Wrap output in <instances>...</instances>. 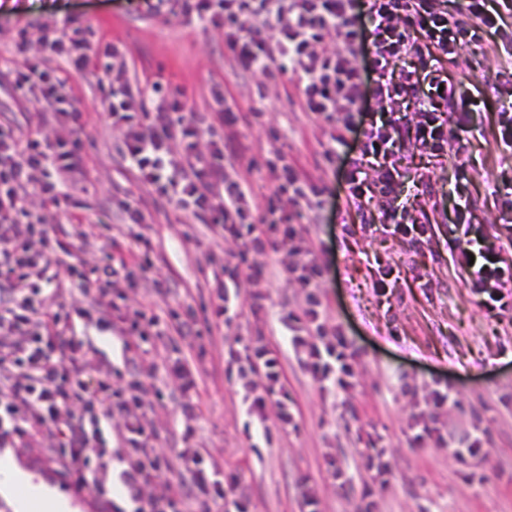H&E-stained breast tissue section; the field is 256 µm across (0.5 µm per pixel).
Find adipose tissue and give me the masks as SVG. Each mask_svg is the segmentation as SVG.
Instances as JSON below:
<instances>
[{
	"instance_id": "ef3b65f1",
	"label": "adipose tissue",
	"mask_w": 512,
	"mask_h": 512,
	"mask_svg": "<svg viewBox=\"0 0 512 512\" xmlns=\"http://www.w3.org/2000/svg\"><path fill=\"white\" fill-rule=\"evenodd\" d=\"M0 498L13 512H79L68 497L47 483L34 480L5 456L0 458Z\"/></svg>"
}]
</instances>
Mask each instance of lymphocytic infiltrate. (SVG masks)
I'll use <instances>...</instances> for the list:
<instances>
[{
  "instance_id": "lymphocytic-infiltrate-1",
  "label": "lymphocytic infiltrate",
  "mask_w": 512,
  "mask_h": 512,
  "mask_svg": "<svg viewBox=\"0 0 512 512\" xmlns=\"http://www.w3.org/2000/svg\"><path fill=\"white\" fill-rule=\"evenodd\" d=\"M147 8L157 18L176 14L223 28L236 79L298 75L303 82L298 105L324 131L321 157L343 171L348 208L369 232L414 242L424 237L426 224L398 219L394 202L400 173L390 158L409 138L435 154H447L450 119L462 122L467 115L456 112L461 93L439 69L420 77L398 71L397 65L411 57L455 61L465 43L498 29L500 14L488 0H148ZM458 12L469 17V24L455 20ZM245 17L252 19L251 27H242ZM91 34L88 27L72 28L50 42L49 56L41 60L28 57L25 32L0 42L10 55L0 59V73L14 91L38 105L25 122L30 133H22L16 120H0V447L42 449L48 469L101 497L107 465L96 451L107 444L103 424L116 418L126 448L117 477L137 503L136 512H222L229 505L234 512H249L250 498L238 477L213 479L214 463L194 439L192 424L202 415V402L192 373L178 361L168 371L187 398L178 404L180 447L160 448V434L146 417L164 406L169 392L156 387L144 399L125 391L123 376L145 371V363L129 359L119 368L99 358L78 334L74 308L64 300L66 293L79 290L97 314L98 331L146 341L159 323L152 304L122 308L115 301L117 290L129 283L128 269L134 266L151 280L154 295L169 292L157 259L131 244L106 238L92 264L77 254L78 243L99 227L69 208L71 192L87 170L80 136L85 118L73 105L68 74L87 67L108 75L128 69L117 47L92 42ZM331 37L335 50L323 51ZM358 57L363 67L355 66ZM368 79L377 110L364 121L358 108ZM99 92L111 128L120 132L115 163L188 219L242 242V250L224 266L229 281H237L244 268L276 278L273 255L305 252L306 262L292 271L300 290L296 305L282 309L268 337L252 346L236 374L249 415L262 416L272 399L279 408V429L298 428L302 415L288 388L287 359H295L313 382L340 391L350 388L353 376L354 354L322 300L320 284L328 269L323 249L309 237L320 224L322 188L297 164L278 167L246 159L243 130L260 111L255 104H239L224 83L209 88L216 111L193 118L184 110L183 91L159 81L103 84ZM43 126L54 128L55 144L41 136ZM350 132L358 136L354 154L344 150ZM175 140L181 146L177 154L170 149ZM266 181L274 194L294 202V210L281 213L271 204L248 201L251 186ZM497 182L504 190L498 231L474 233L462 204L449 228L461 246L460 262L469 268L473 292L495 302L512 288V266L500 263L501 251L512 248V172L502 171ZM35 192L64 214L71 226L65 237L52 235L33 210ZM430 440L448 445L461 464L482 448L475 427L462 424L444 434L427 421L416 422L411 447ZM383 455L375 441H367L362 465L372 477L363 486L359 512H381L375 489L388 483ZM168 473L173 476L169 482L164 479Z\"/></svg>"
}]
</instances>
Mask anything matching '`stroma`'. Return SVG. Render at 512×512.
<instances>
[{
    "label": "stroma",
    "mask_w": 512,
    "mask_h": 512,
    "mask_svg": "<svg viewBox=\"0 0 512 512\" xmlns=\"http://www.w3.org/2000/svg\"><path fill=\"white\" fill-rule=\"evenodd\" d=\"M77 24L93 25L96 36L120 48L131 62L128 79L186 89L188 111H205L208 88L220 79L241 103L263 97L266 110L247 132L258 160L312 167L319 155L323 131L294 101L297 78L234 83L224 68L223 28H203L178 16L156 18L129 6L128 0H21L19 8L0 11V36L26 29L28 55L36 59L46 54L44 30L62 33ZM443 72L464 91L462 109L468 114L465 125L451 132L448 158L410 142L396 163L402 174L397 203L405 208V220L424 212L431 223L419 249L361 230L359 214L345 205L342 177L329 169L314 170L316 184L329 189L319 236L334 260L321 287L333 322L357 352L354 386L340 397L333 387L312 384L297 365H290L288 387L299 397L303 423L299 430L274 433L268 443L250 442L243 433L246 416L240 388L228 373V350L236 339L250 341L267 333V314L277 313L295 292L290 271L302 255L281 251L276 257L280 276L270 281L242 270V302L228 312L222 328L193 342L177 336L171 330L174 313L189 307L202 312L210 289L224 281L221 265L210 262L209 254L230 255L240 244L214 238L204 224L183 222L178 211L146 194L115 164L97 91L103 73L90 67L69 75L89 144L88 179L74 191L72 203L92 220L113 223L106 208L113 193L141 199L144 223L113 224V233L150 248L170 279L168 298L155 308L165 334L148 353L156 364L150 382L168 384L166 368L177 359L194 374L203 402L196 434L221 473L239 475L253 512H298L296 481L303 476L316 486L323 512H357L367 477L360 467L367 436L385 448L391 475L382 504L394 512H512V301L491 309L479 306L468 270L457 261L459 247L448 233L455 204L469 202V222L484 232L499 215L501 198L492 181L512 167V156L500 153L495 141L499 114L512 106V76H498L489 35L467 44L457 65ZM422 172L430 176V186L419 185ZM387 266L393 267L397 286L392 294L379 296L371 282ZM254 293L267 298L263 314H253L247 304ZM446 387L460 405L440 409L436 426L444 430L469 416L487 448L463 473L448 450L406 443L410 425L423 416L433 392ZM339 452L352 477L345 487L325 471L326 457Z\"/></svg>",
    "instance_id": "stroma-1"
}]
</instances>
